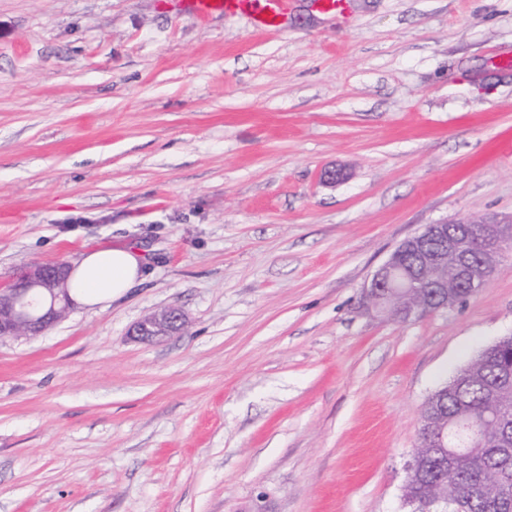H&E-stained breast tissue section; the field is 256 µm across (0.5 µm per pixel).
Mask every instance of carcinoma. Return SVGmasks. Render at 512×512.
Returning a JSON list of instances; mask_svg holds the SVG:
<instances>
[{
  "label": "carcinoma",
  "instance_id": "obj_1",
  "mask_svg": "<svg viewBox=\"0 0 512 512\" xmlns=\"http://www.w3.org/2000/svg\"><path fill=\"white\" fill-rule=\"evenodd\" d=\"M512 371V347L490 345L448 382V396L440 400L438 421L453 431L461 425L481 424L483 441L457 451L453 470L425 448L413 449V461L404 487L411 512H512V454L501 451L498 424L508 415L512 424V384L501 383L503 371ZM483 486L480 496L465 492Z\"/></svg>",
  "mask_w": 512,
  "mask_h": 512
}]
</instances>
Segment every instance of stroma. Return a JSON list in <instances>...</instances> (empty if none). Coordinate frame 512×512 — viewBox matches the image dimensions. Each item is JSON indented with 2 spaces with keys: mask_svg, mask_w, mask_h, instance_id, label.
<instances>
[{
  "mask_svg": "<svg viewBox=\"0 0 512 512\" xmlns=\"http://www.w3.org/2000/svg\"><path fill=\"white\" fill-rule=\"evenodd\" d=\"M345 168L329 187L322 174ZM512 220V0H0V282L128 245L141 282L0 339V512H409L427 397L512 334L361 306L425 225ZM181 308L178 335L128 336ZM192 11L202 17L214 13H243L260 29L278 27L291 0H187Z\"/></svg>",
  "mask_w": 512,
  "mask_h": 512,
  "instance_id": "35a3bbf8",
  "label": "stroma"
}]
</instances>
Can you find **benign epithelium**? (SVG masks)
<instances>
[{
	"mask_svg": "<svg viewBox=\"0 0 512 512\" xmlns=\"http://www.w3.org/2000/svg\"><path fill=\"white\" fill-rule=\"evenodd\" d=\"M511 248V223L489 220L457 234L448 233L444 223L429 224L375 270L364 286L363 306L401 323L451 308L457 299L448 295V255L456 259V281L483 285ZM71 270L67 262L36 263L0 283V337L37 335L63 319L74 306L68 288ZM186 322L184 311L169 307L141 318L130 335L159 340L177 335ZM420 444L433 455L446 456L448 429H427Z\"/></svg>",
	"mask_w": 512,
	"mask_h": 512,
	"instance_id": "benign-epithelium-1",
	"label": "benign epithelium"
}]
</instances>
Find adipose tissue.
<instances>
[{
	"instance_id": "ef3b65f1",
	"label": "adipose tissue",
	"mask_w": 512,
	"mask_h": 512,
	"mask_svg": "<svg viewBox=\"0 0 512 512\" xmlns=\"http://www.w3.org/2000/svg\"><path fill=\"white\" fill-rule=\"evenodd\" d=\"M144 263L142 253L129 246L85 252L71 272V296L89 307L111 302L138 283Z\"/></svg>"
}]
</instances>
